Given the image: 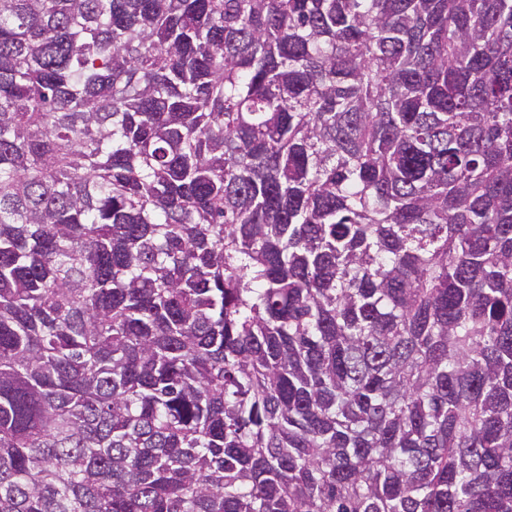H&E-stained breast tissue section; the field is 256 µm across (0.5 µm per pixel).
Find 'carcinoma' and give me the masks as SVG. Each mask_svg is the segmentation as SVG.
Returning a JSON list of instances; mask_svg holds the SVG:
<instances>
[{
    "instance_id": "carcinoma-1",
    "label": "carcinoma",
    "mask_w": 512,
    "mask_h": 512,
    "mask_svg": "<svg viewBox=\"0 0 512 512\" xmlns=\"http://www.w3.org/2000/svg\"><path fill=\"white\" fill-rule=\"evenodd\" d=\"M0 512H512V0H0Z\"/></svg>"
}]
</instances>
